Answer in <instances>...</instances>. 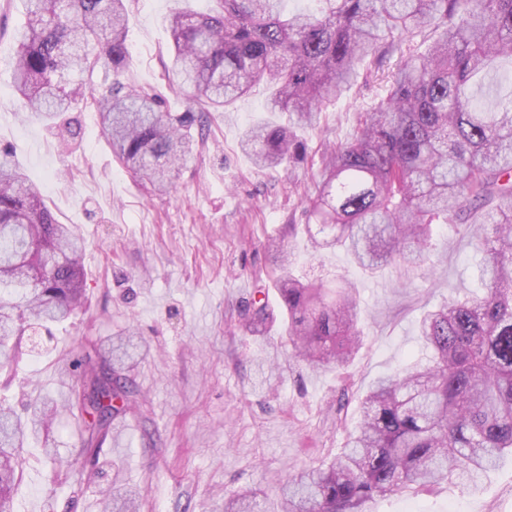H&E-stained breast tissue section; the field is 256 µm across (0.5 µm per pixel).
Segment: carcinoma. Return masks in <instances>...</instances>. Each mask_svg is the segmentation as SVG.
<instances>
[{
	"label": "carcinoma",
	"instance_id": "cac0c4a2",
	"mask_svg": "<svg viewBox=\"0 0 512 512\" xmlns=\"http://www.w3.org/2000/svg\"><path fill=\"white\" fill-rule=\"evenodd\" d=\"M211 2L205 13L169 18L179 85L191 99L184 112H166L158 94L117 79L129 60L126 0H26L12 87L47 123L91 101L121 165L164 194L198 150L195 133L210 113L258 84L268 110L288 113V122L256 124L242 150L259 169H294L307 152L301 133L342 96L359 65L381 63L408 36L432 28L436 40L392 74L386 97L363 113L354 137L322 149L303 232L313 252L342 250L364 272L430 273L434 225L463 226L481 289L423 314L422 357L373 381L359 425L335 457L288 475L269 511L246 490L223 512H365L375 497L428 492L452 478L477 488L512 457V95L489 110L475 94V85L512 61V0H305L288 14L285 0ZM99 69L115 76L100 92L88 81ZM268 249L294 357L312 371L344 369L363 343L358 289L303 280L283 242ZM83 250V239L59 223L1 149V391L12 384L25 332L50 336L51 324L83 304ZM266 298L257 287L240 311V330L272 323ZM72 374L83 385L100 382L89 353ZM111 376L118 389L103 392L108 404H81L89 416L81 447L65 459L46 449L67 473L81 472L84 450L108 418L140 396L123 357ZM30 409L24 421L0 402V512H12L27 435L59 413L39 395ZM137 509L132 493L112 496V512Z\"/></svg>",
	"mask_w": 512,
	"mask_h": 512
}]
</instances>
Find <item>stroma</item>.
I'll use <instances>...</instances> for the list:
<instances>
[{
  "label": "stroma",
  "instance_id": "stroma-1",
  "mask_svg": "<svg viewBox=\"0 0 512 512\" xmlns=\"http://www.w3.org/2000/svg\"><path fill=\"white\" fill-rule=\"evenodd\" d=\"M128 4L130 58L122 81L152 87L166 111H185L168 18L204 10L206 0ZM24 19L23 0H0V147L11 150L58 221L85 240L87 295L66 327L39 336V351L17 366L10 390L15 409L37 393L65 409L24 450L15 512H112L104 491L116 480L139 492V512H222L225 497L247 489L272 504L289 471L316 465L343 446L368 385L419 352L423 312L477 287L474 246L462 227L434 230L440 261L432 275L374 278L343 252L313 255L306 236L289 230L306 221L304 199L320 177L321 147L351 139L360 113L383 96L398 55L368 67L325 105L304 134L309 153L294 171H258L240 148L246 129L268 116L259 86L211 113L204 147L174 188L158 196L118 163L92 105L76 112L74 139L27 118L10 83ZM271 238L288 241L304 278L358 283L367 339L346 373L312 372L292 360L281 323L257 335L237 329L238 310L270 269ZM128 327L142 347L131 368L140 407L112 422L99 465L53 482L43 448L64 455L79 445L78 412L67 407L75 395L60 372L85 350H108L113 335ZM343 389L349 403L340 411ZM366 512H512V460L501 461L479 490L443 483L373 499Z\"/></svg>",
  "mask_w": 512,
  "mask_h": 512
}]
</instances>
